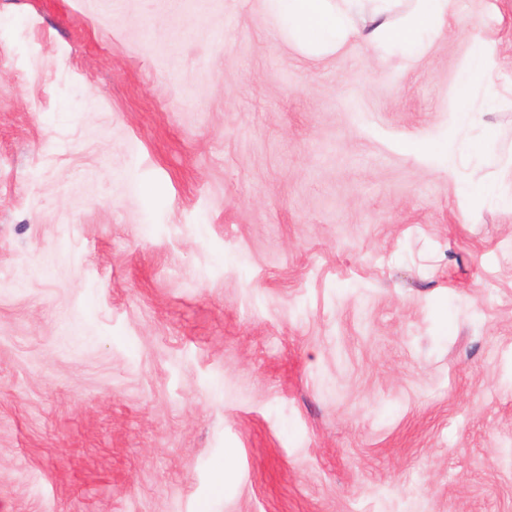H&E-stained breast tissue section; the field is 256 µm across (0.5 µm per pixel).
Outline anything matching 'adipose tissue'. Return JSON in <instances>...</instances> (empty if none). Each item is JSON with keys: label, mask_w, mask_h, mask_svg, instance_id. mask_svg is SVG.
<instances>
[{"label": "adipose tissue", "mask_w": 512, "mask_h": 512, "mask_svg": "<svg viewBox=\"0 0 512 512\" xmlns=\"http://www.w3.org/2000/svg\"><path fill=\"white\" fill-rule=\"evenodd\" d=\"M394 2L372 0L368 22L361 26L355 18L362 0H263L288 39L313 54L334 53L357 38L375 52L389 43L414 55L448 20L449 0H411L410 12L396 25L390 20Z\"/></svg>", "instance_id": "adipose-tissue-1"}]
</instances>
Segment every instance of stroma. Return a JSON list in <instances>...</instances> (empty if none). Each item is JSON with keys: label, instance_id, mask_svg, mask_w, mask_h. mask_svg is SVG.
<instances>
[{"label": "stroma", "instance_id": "1", "mask_svg": "<svg viewBox=\"0 0 512 512\" xmlns=\"http://www.w3.org/2000/svg\"><path fill=\"white\" fill-rule=\"evenodd\" d=\"M510 162L512 0H0V512H512ZM277 18L284 34L312 54H331L350 39L362 40L376 55L386 43L404 54H417L425 42L444 29L449 0H411L412 8L401 24L390 21L397 0L373 2L368 23L355 17L365 0H261Z\"/></svg>", "mask_w": 512, "mask_h": 512}]
</instances>
